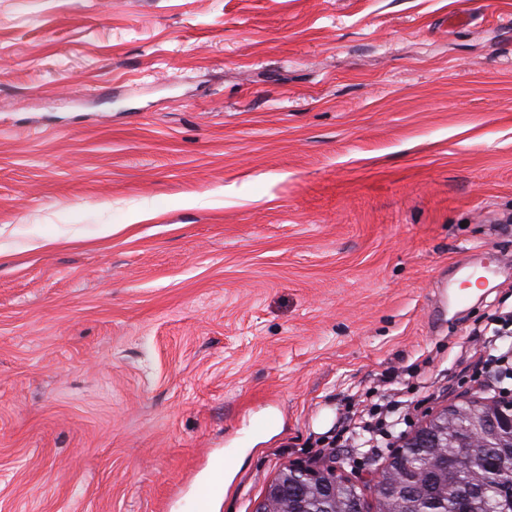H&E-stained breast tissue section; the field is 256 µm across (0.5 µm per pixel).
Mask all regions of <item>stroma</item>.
Masks as SVG:
<instances>
[{
	"label": "stroma",
	"instance_id": "1",
	"mask_svg": "<svg viewBox=\"0 0 512 512\" xmlns=\"http://www.w3.org/2000/svg\"><path fill=\"white\" fill-rule=\"evenodd\" d=\"M0 244V512L372 487L512 310V0H0ZM402 402L399 400H389L386 404L377 405L365 417V414L356 416L355 413L341 418L339 434L336 435V442L340 437L343 443L348 441L349 437L344 439L345 434H357L363 439L357 446V451L366 456L378 455L383 448H389L388 437H392L395 428L400 424L401 413L399 410Z\"/></svg>",
	"mask_w": 512,
	"mask_h": 512
}]
</instances>
